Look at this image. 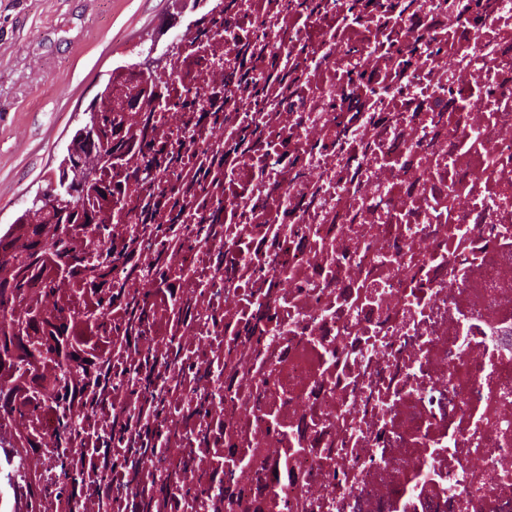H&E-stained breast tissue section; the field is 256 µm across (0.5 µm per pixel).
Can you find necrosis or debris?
<instances>
[{
    "label": "necrosis or debris",
    "mask_w": 512,
    "mask_h": 512,
    "mask_svg": "<svg viewBox=\"0 0 512 512\" xmlns=\"http://www.w3.org/2000/svg\"><path fill=\"white\" fill-rule=\"evenodd\" d=\"M175 60L221 221H138L148 172L92 229L142 326L54 277L94 367L0 365V512H512V0H224Z\"/></svg>",
    "instance_id": "1"
}]
</instances>
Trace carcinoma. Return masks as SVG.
Instances as JSON below:
<instances>
[{"mask_svg":"<svg viewBox=\"0 0 512 512\" xmlns=\"http://www.w3.org/2000/svg\"><path fill=\"white\" fill-rule=\"evenodd\" d=\"M181 8L187 4L201 7L199 27L192 32L193 40L202 44L219 36L217 25L205 27L207 7L202 0H170ZM127 65L114 69L99 97L86 110V119L74 131L67 158L58 166L56 180L67 179L73 184V193L59 202L47 199L40 206L26 207L15 220L12 228L0 235V270L9 269V275L0 277V359L16 356L17 344L12 328L5 319L14 311L16 303L51 287V282L40 278L34 271L46 267L48 256L54 255V269L59 274H82L102 284L110 274L114 251L100 255L97 264L84 265V250L91 244L86 228L92 224L106 223L103 211L112 209V201L125 198L128 182L137 180L143 171H173L178 166L179 153L158 146L155 136L154 102L161 96L163 86L153 75L137 81L124 76ZM116 100L140 112L139 121L124 125L113 112L102 108L103 100ZM75 157L91 167L95 173L92 187H80L75 182L76 172L68 164ZM181 188L172 183L170 191L139 200L134 209L139 216L156 220L164 214L170 223L181 218L179 206ZM56 337L49 344L50 351L65 362L78 359V349L69 344V320L60 316L54 325Z\"/></svg>","mask_w":512,"mask_h":512,"instance_id":"cac0c4a2","label":"carcinoma"}]
</instances>
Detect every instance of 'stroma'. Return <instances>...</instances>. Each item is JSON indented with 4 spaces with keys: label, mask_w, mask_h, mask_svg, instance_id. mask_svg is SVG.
Here are the masks:
<instances>
[{
    "label": "stroma",
    "mask_w": 512,
    "mask_h": 512,
    "mask_svg": "<svg viewBox=\"0 0 512 512\" xmlns=\"http://www.w3.org/2000/svg\"><path fill=\"white\" fill-rule=\"evenodd\" d=\"M167 0H0V230L46 190L112 69L186 33Z\"/></svg>",
    "instance_id": "1"
}]
</instances>
